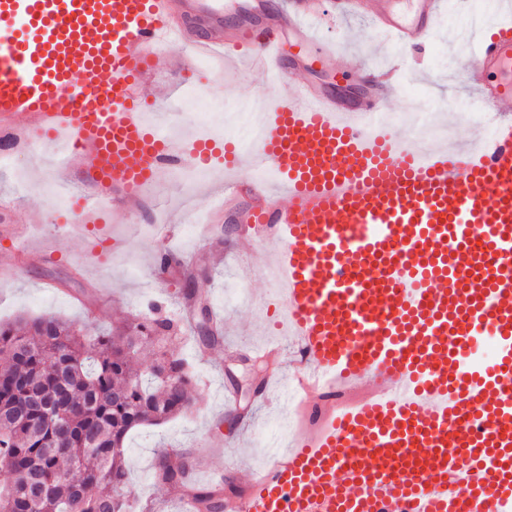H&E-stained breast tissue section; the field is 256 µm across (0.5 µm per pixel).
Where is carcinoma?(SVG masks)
<instances>
[{"instance_id": "obj_1", "label": "carcinoma", "mask_w": 512, "mask_h": 512, "mask_svg": "<svg viewBox=\"0 0 512 512\" xmlns=\"http://www.w3.org/2000/svg\"><path fill=\"white\" fill-rule=\"evenodd\" d=\"M180 327L167 318L136 315L122 328L89 338L74 323L43 314L0 324V512H133L126 441L138 427L160 425L193 407L192 378L168 354ZM155 348L150 367L137 365L142 346ZM34 379L38 391L56 399L61 430L37 411L24 422L12 418L25 401L17 382ZM191 464L158 455L155 474L213 503L216 487L189 483ZM46 493L29 500V475Z\"/></svg>"}]
</instances>
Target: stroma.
<instances>
[{
	"instance_id": "stroma-1",
	"label": "stroma",
	"mask_w": 512,
	"mask_h": 512,
	"mask_svg": "<svg viewBox=\"0 0 512 512\" xmlns=\"http://www.w3.org/2000/svg\"><path fill=\"white\" fill-rule=\"evenodd\" d=\"M447 28V15H440L433 37L418 52L419 63L404 73L401 88L403 93L416 89L428 94L448 112L459 102L471 101L473 94L462 81L460 64L452 60ZM323 32L342 52L371 65H382L397 51L392 42L374 36L366 14L327 18ZM161 55L142 83L155 111L169 112L186 93L184 63L191 53L170 44ZM403 93L392 104L394 112L405 110ZM15 159L23 176L0 166V268L18 245L25 260L16 272L0 271V322L51 311L94 336L138 314L179 320L181 338L171 353L194 376V406L166 423L131 433L126 462L135 495L153 512H181V492L154 477L156 453L165 448L193 462L190 478L195 484L210 485L213 473L220 471L227 500L241 499L250 476L270 462L265 437L276 433L282 417L277 398L263 402L255 396L272 366L252 353L267 341L276 321L263 304L275 283L265 276L247 282L240 277L242 267L268 263V250L253 236L220 227L208 236L203 225L189 223L188 215L205 211L208 198L223 192L232 177H245V170L227 172L218 160L202 180H162L144 194L134 214H127L117 199L98 223L62 224L55 220L58 207L46 189L62 184L79 195L86 185L78 173L60 168L46 154L19 153ZM162 255L169 257V269L155 266V258ZM182 262L205 265L195 291L224 323L221 343L205 352L186 319L182 283L174 272ZM245 414L254 424L237 432L236 420Z\"/></svg>"
}]
</instances>
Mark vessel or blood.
Segmentation results:
<instances>
[{"instance_id": "b4317fda", "label": "vessel or blood", "mask_w": 512, "mask_h": 512, "mask_svg": "<svg viewBox=\"0 0 512 512\" xmlns=\"http://www.w3.org/2000/svg\"><path fill=\"white\" fill-rule=\"evenodd\" d=\"M332 6L369 13L398 54L339 59L314 30L317 0H0V143L66 133L63 163L91 187L70 223L105 215L111 192L134 208L164 173L208 172L219 144L226 169H248L208 213L261 225L274 255L298 370L264 392L317 403L299 411L313 432L250 480L240 512H512V21L481 19L462 66L494 133L423 149L381 118L439 0ZM228 11L262 22L228 36ZM172 42L264 75L255 146L187 147L144 121L141 77ZM319 67L362 94L315 83Z\"/></svg>"}]
</instances>
